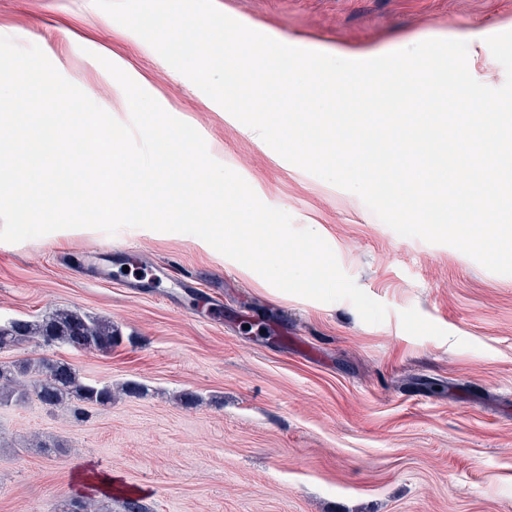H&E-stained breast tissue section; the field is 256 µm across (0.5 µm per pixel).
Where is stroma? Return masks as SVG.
Wrapping results in <instances>:
<instances>
[{
    "label": "stroma",
    "mask_w": 512,
    "mask_h": 512,
    "mask_svg": "<svg viewBox=\"0 0 512 512\" xmlns=\"http://www.w3.org/2000/svg\"><path fill=\"white\" fill-rule=\"evenodd\" d=\"M288 45L385 54L468 43L480 83L505 81L487 37L512 30V0H214ZM0 35L38 45L125 122L102 63L141 76L210 155L267 205L317 232L387 309L281 292L198 237L124 228L0 242V320L56 308L111 320L112 351L24 343L11 360L69 363L90 382H136L76 420L28 401L0 408V512H61L127 497L149 512H512V276L459 250L395 233L352 192L256 143L93 0H0ZM166 264L168 295L137 287ZM46 441L50 453L36 448Z\"/></svg>",
    "instance_id": "stroma-1"
}]
</instances>
